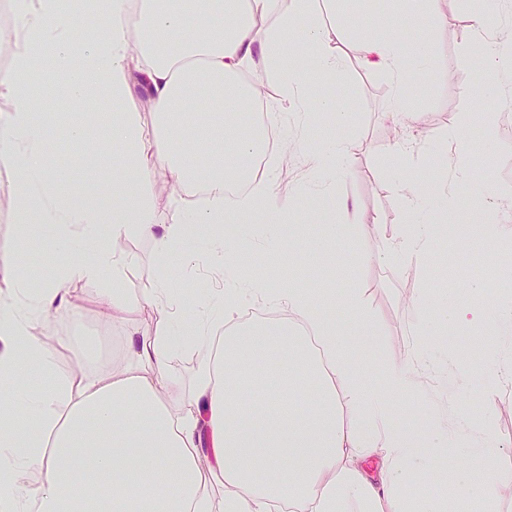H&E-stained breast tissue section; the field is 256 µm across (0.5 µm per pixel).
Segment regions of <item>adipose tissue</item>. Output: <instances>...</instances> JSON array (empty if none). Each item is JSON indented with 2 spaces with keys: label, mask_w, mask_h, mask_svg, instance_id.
Segmentation results:
<instances>
[{
  "label": "adipose tissue",
  "mask_w": 512,
  "mask_h": 512,
  "mask_svg": "<svg viewBox=\"0 0 512 512\" xmlns=\"http://www.w3.org/2000/svg\"><path fill=\"white\" fill-rule=\"evenodd\" d=\"M326 2L96 0V23L86 28L73 0H12L10 65L0 72L9 98L0 112V170L13 176L21 223L52 225L67 260L34 288L13 254H0V276L12 282L0 295V512H271L283 503L298 512H444V501L408 465L417 432L393 421L396 398L415 386L427 363L426 346L415 345L404 363L380 365L381 383L373 385L351 358L344 330L320 313L337 305L367 320L358 289L329 294L260 274L244 282L238 274L252 229H265L267 250H288L276 180L248 168L265 153L268 132L290 113L303 128L326 115L346 119L335 98L318 91L320 78L343 66ZM442 3L402 0L385 13L387 35L360 43L363 67L390 79L389 114L403 111L407 84L430 77L433 60L431 39L409 42L394 32L412 11L436 24ZM470 38L486 49L488 93L504 95L512 87V35L489 36L478 14ZM46 66L78 113L68 144L86 148V132L96 128L113 155L106 189L67 207L56 192L69 174L48 164L47 128L26 85ZM267 75L276 76L279 92L262 127L242 124ZM137 91L161 122L150 145L129 107ZM389 152L397 203L407 213L421 199L408 169L418 152L402 140ZM303 158L308 180L320 188L351 165L342 140L309 143ZM160 173L174 188L165 224L155 221L152 194ZM225 223L231 234L222 233ZM376 232L359 212L353 225H326L304 244L320 257ZM439 233L433 224L404 223L379 237L378 253L406 268L428 256ZM130 237L153 242L158 269L152 287L136 297L122 292L132 258L116 247ZM188 244L204 250L218 283L202 302L174 285L172 261ZM75 280L103 286L106 321L144 306L162 318L153 334L129 332L109 371L54 373L53 349L34 333L39 319L67 311ZM255 301L281 310L284 321L225 333L234 313ZM451 322L479 329L489 371L501 376L506 359L498 338L512 333V305L459 308ZM189 347L207 358L186 410L169 362ZM292 398L303 409L291 417L283 408ZM454 473L466 499L479 489L490 502L497 488L512 485L510 470L491 468L478 478L459 463Z\"/></svg>",
  "instance_id": "obj_1"
}]
</instances>
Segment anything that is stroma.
I'll return each mask as SVG.
<instances>
[{"mask_svg": "<svg viewBox=\"0 0 512 512\" xmlns=\"http://www.w3.org/2000/svg\"><path fill=\"white\" fill-rule=\"evenodd\" d=\"M504 14L512 16V0H503ZM492 0H446L436 27H428L416 14L407 15L400 27L406 40L414 41L432 35L435 42L434 71L429 81L412 83L406 92V111L403 119L415 121L417 137L422 144L420 166L428 176L424 202L414 219L426 224L453 225L462 223L460 212L448 209L435 191L436 183L448 180L450 155L441 134L448 126L461 119L475 121L487 114L512 113V97L491 99L483 89L473 87V73H486V63L469 43V23L473 12L489 14L490 30H497L492 18L495 8ZM345 67L338 81H325L324 91L331 94L342 90L340 111L346 112V123L337 124L325 119L314 131L315 137L346 140L351 144L352 163L347 175L337 180L334 193L322 195L319 189L304 190L306 166L300 154L277 152L269 158L276 173L278 194L285 206L289 223L303 225L307 235L316 237L324 224L338 221L352 223L353 215L342 213L337 203L347 199L373 218L380 235L388 236L403 215L396 205L397 187L392 178L394 161L389 145L399 134V123L387 115V104L393 89L387 75L367 70L359 63L358 41L349 35L338 43ZM99 131L89 133V148L76 151L62 147L53 153L54 163L67 166L72 177V195H81L94 182L107 181L112 171V158L101 146ZM475 157L480 165L474 170L472 181L465 186V199L475 200L471 219L480 224L497 225L512 222V217L497 209L500 198L512 196V131L493 125L485 138L476 143ZM6 175L0 174V250L11 247L21 229L16 219V203L6 186ZM29 241L35 242L45 264L56 266L65 262L58 252L48 225L32 224ZM129 251L135 262L125 281L124 293L140 294L149 288L156 276L153 244L147 239L132 238ZM376 240L358 237L352 250L336 249L325 265L314 272L317 287H343L354 281L360 288L371 316L369 328L354 325V333L373 336L372 348L358 350L359 359L378 364L385 361H405L413 347L417 332L426 327L438 328V335L429 337L430 361L426 371L417 374V384L409 398L401 403L396 421L412 420L427 423L430 415L442 411L447 416L448 445L440 459L429 452L413 458L412 466L419 471L438 474L441 458L453 456L458 448L462 418L481 411L487 395L495 397L493 446L496 463L512 470V387L498 384L489 374L486 360H473L470 346L449 343L446 321L457 305H477L494 293L502 301L512 302V293L503 285L487 279L480 280L470 269L471 245L468 241L447 236L440 239L430 255L413 270L378 262L375 257ZM251 267L241 270L242 279H250L255 269L271 272L277 281L299 286L296 270L303 256L292 258L265 252L255 247ZM77 293L70 313L51 315L38 322L36 332L56 341L54 362L57 371L68 373L82 366L84 344H92L99 357L91 362L95 371L111 367L112 357L119 353L126 327H134L142 334L155 330L142 312L126 317L125 324L115 326L102 322L99 315L100 284L76 281L70 286ZM427 296L429 303L424 318H417L414 301Z\"/></svg>", "mask_w": 512, "mask_h": 512, "instance_id": "stroma-1", "label": "stroma"}]
</instances>
